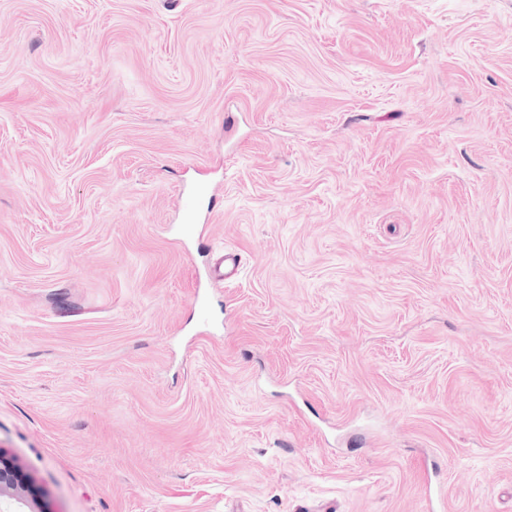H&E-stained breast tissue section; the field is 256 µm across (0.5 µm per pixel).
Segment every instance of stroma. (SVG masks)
Masks as SVG:
<instances>
[{"label": "stroma", "mask_w": 512, "mask_h": 512, "mask_svg": "<svg viewBox=\"0 0 512 512\" xmlns=\"http://www.w3.org/2000/svg\"><path fill=\"white\" fill-rule=\"evenodd\" d=\"M0 448L51 512H512V0H0Z\"/></svg>", "instance_id": "stroma-1"}]
</instances>
